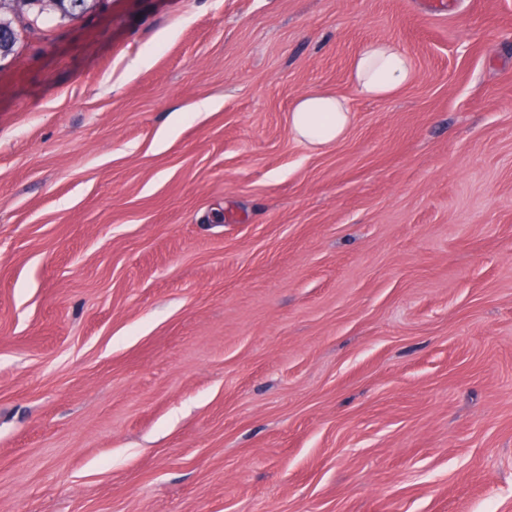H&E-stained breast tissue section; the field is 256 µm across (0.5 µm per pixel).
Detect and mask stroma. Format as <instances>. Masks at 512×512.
I'll return each instance as SVG.
<instances>
[{
	"mask_svg": "<svg viewBox=\"0 0 512 512\" xmlns=\"http://www.w3.org/2000/svg\"><path fill=\"white\" fill-rule=\"evenodd\" d=\"M432 2L0 0V512H512V0ZM415 69L411 55L394 42L372 40L363 45L351 62L349 80L363 97L384 100L412 81ZM352 107L347 97L321 90L300 95L290 112V126L297 141L320 151L343 139L352 124Z\"/></svg>",
	"mask_w": 512,
	"mask_h": 512,
	"instance_id": "stroma-1",
	"label": "stroma"
}]
</instances>
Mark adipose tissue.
<instances>
[{
	"label": "adipose tissue",
	"instance_id": "obj_1",
	"mask_svg": "<svg viewBox=\"0 0 512 512\" xmlns=\"http://www.w3.org/2000/svg\"><path fill=\"white\" fill-rule=\"evenodd\" d=\"M415 69L411 55L394 42H367L353 59L349 80L363 97L384 100L412 81ZM352 124L347 97L321 90L300 95L290 112V126L297 141L313 151L343 139Z\"/></svg>",
	"mask_w": 512,
	"mask_h": 512
}]
</instances>
